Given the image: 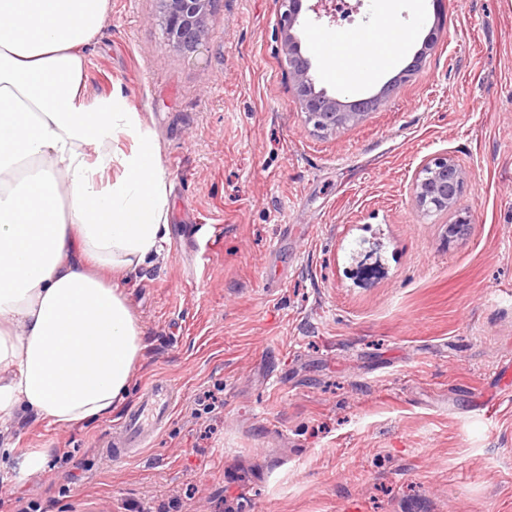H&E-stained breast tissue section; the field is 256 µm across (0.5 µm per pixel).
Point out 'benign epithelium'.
<instances>
[{"mask_svg":"<svg viewBox=\"0 0 512 512\" xmlns=\"http://www.w3.org/2000/svg\"><path fill=\"white\" fill-rule=\"evenodd\" d=\"M161 24L172 44L192 50L204 42L214 16L213 0H158ZM278 39L285 54L294 91L302 104L307 121L324 134H335L359 123L367 114L369 103L346 104L324 90H316L311 75V62L301 55L295 34L303 0H278ZM467 170L453 156L445 153L425 161L416 172L411 193L416 207L425 213H446L452 220L446 224L448 241L466 234L470 226L469 212L460 207V196Z\"/></svg>","mask_w":512,"mask_h":512,"instance_id":"obj_1","label":"benign epithelium"}]
</instances>
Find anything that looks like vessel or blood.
Returning <instances> with one entry per match:
<instances>
[{"instance_id":"obj_1","label":"vessel or blood","mask_w":512,"mask_h":512,"mask_svg":"<svg viewBox=\"0 0 512 512\" xmlns=\"http://www.w3.org/2000/svg\"><path fill=\"white\" fill-rule=\"evenodd\" d=\"M175 402L176 394L167 381L156 379L147 384L138 404L123 416L117 436L107 441V454L116 461L140 455L164 430Z\"/></svg>"}]
</instances>
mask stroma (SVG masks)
I'll use <instances>...</instances> for the list:
<instances>
[{
    "instance_id": "35a3bbf8",
    "label": "stroma",
    "mask_w": 512,
    "mask_h": 512,
    "mask_svg": "<svg viewBox=\"0 0 512 512\" xmlns=\"http://www.w3.org/2000/svg\"><path fill=\"white\" fill-rule=\"evenodd\" d=\"M296 30L316 89L378 97L325 136L276 39L277 0H216L205 42H168L157 0H110L84 50L89 97L120 91L166 173L162 257L121 280L144 349L106 419L21 422L8 482L32 512H512V0H430L388 71L327 80L313 32L376 23L334 0ZM434 45H427L428 36ZM466 168L469 232L418 210L432 155ZM161 378L154 444L112 461V428Z\"/></svg>"
}]
</instances>
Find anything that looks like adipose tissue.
Listing matches in <instances>:
<instances>
[{
	"instance_id": "ef3b65f1",
	"label": "adipose tissue",
	"mask_w": 512,
	"mask_h": 512,
	"mask_svg": "<svg viewBox=\"0 0 512 512\" xmlns=\"http://www.w3.org/2000/svg\"><path fill=\"white\" fill-rule=\"evenodd\" d=\"M379 0L371 62L322 51L324 75L373 80L412 38ZM109 0H0V436L21 418L59 426L107 417L125 398L142 344L110 277L160 255L169 200L158 146L138 113L90 99L84 48ZM129 151L115 150L121 138Z\"/></svg>"
}]
</instances>
